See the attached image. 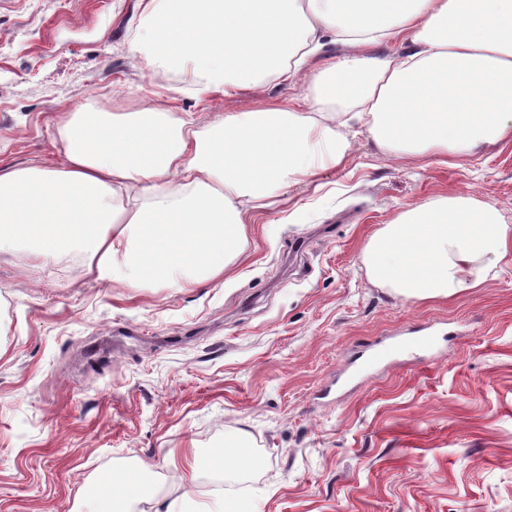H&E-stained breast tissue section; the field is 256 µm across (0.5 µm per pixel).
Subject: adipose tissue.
<instances>
[{
  "mask_svg": "<svg viewBox=\"0 0 512 512\" xmlns=\"http://www.w3.org/2000/svg\"><path fill=\"white\" fill-rule=\"evenodd\" d=\"M142 69L167 68L232 96L276 75L303 82L286 106L228 112L209 125L167 107L69 112L49 165L0 169V253L78 242L88 274L129 287L223 275L246 216L289 181L340 165L350 142L327 96L339 88L384 157L458 166L512 140V0H140ZM408 36L407 54L373 55ZM337 55L313 66L324 38ZM512 225L470 194L440 196L376 230L361 255L370 280L408 300L450 299L498 278Z\"/></svg>",
  "mask_w": 512,
  "mask_h": 512,
  "instance_id": "adipose-tissue-1",
  "label": "adipose tissue"
}]
</instances>
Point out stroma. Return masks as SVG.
I'll use <instances>...</instances> for the list:
<instances>
[{
  "label": "stroma",
  "mask_w": 512,
  "mask_h": 512,
  "mask_svg": "<svg viewBox=\"0 0 512 512\" xmlns=\"http://www.w3.org/2000/svg\"><path fill=\"white\" fill-rule=\"evenodd\" d=\"M139 0H0V167L55 162L67 112L160 97L207 122L287 105L267 77L232 98L136 68ZM467 193L512 225V142L463 166L381 156L366 131L316 183H287L243 252L201 288L127 287L82 254L0 255V512H164L186 488L221 512H512V263L451 300L374 285L368 237L403 210ZM438 333L434 355L330 383L387 336ZM135 339L89 362L113 332ZM246 435L257 466L205 450ZM187 465L169 467V451ZM152 492L102 497L115 472Z\"/></svg>",
  "instance_id": "1"
}]
</instances>
